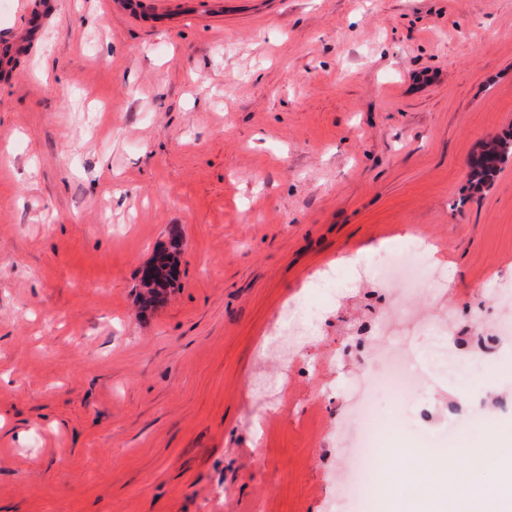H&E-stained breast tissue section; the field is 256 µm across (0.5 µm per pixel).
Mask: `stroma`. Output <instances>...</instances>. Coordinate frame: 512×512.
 Segmentation results:
<instances>
[{
  "mask_svg": "<svg viewBox=\"0 0 512 512\" xmlns=\"http://www.w3.org/2000/svg\"><path fill=\"white\" fill-rule=\"evenodd\" d=\"M512 0H0V512H394L395 447L512 424ZM409 236L434 294L351 283ZM182 245L173 288L138 294ZM307 300L317 334L266 351ZM500 390L424 370L421 318ZM375 497L341 492L363 369ZM505 155L512 158V134L497 137L484 145L482 154L469 171L468 182L477 189L490 184L499 166L507 163L503 160ZM382 354L387 367L384 382L391 385L397 394L406 395L417 382L418 375L398 354L388 350H383Z\"/></svg>",
  "mask_w": 512,
  "mask_h": 512,
  "instance_id": "obj_1",
  "label": "stroma"
}]
</instances>
